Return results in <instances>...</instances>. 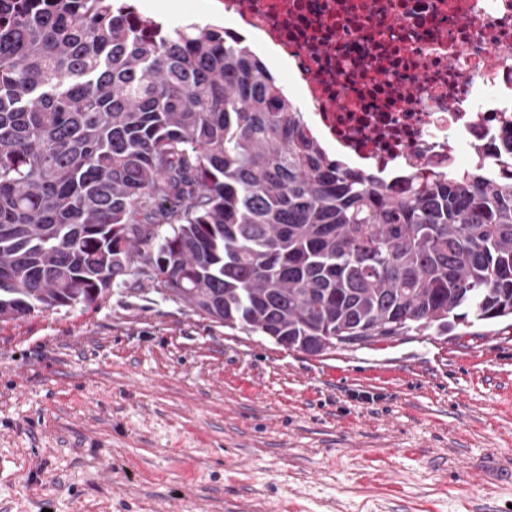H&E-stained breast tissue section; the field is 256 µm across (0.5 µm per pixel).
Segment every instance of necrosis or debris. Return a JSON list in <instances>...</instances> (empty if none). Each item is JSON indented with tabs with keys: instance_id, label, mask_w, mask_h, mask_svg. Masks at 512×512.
<instances>
[{
	"instance_id": "necrosis-or-debris-1",
	"label": "necrosis or debris",
	"mask_w": 512,
	"mask_h": 512,
	"mask_svg": "<svg viewBox=\"0 0 512 512\" xmlns=\"http://www.w3.org/2000/svg\"><path fill=\"white\" fill-rule=\"evenodd\" d=\"M222 2L233 34L288 56L308 127L360 169L488 166L512 134V0Z\"/></svg>"
}]
</instances>
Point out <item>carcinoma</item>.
Here are the masks:
<instances>
[{"label":"carcinoma","instance_id":"carcinoma-1","mask_svg":"<svg viewBox=\"0 0 512 512\" xmlns=\"http://www.w3.org/2000/svg\"><path fill=\"white\" fill-rule=\"evenodd\" d=\"M405 181L330 158L222 27L0 0L1 322L146 267L191 310L308 354L512 317V172Z\"/></svg>","mask_w":512,"mask_h":512}]
</instances>
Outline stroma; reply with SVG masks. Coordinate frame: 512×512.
Returning <instances> with one entry per match:
<instances>
[{"label":"stroma","instance_id":"stroma-1","mask_svg":"<svg viewBox=\"0 0 512 512\" xmlns=\"http://www.w3.org/2000/svg\"><path fill=\"white\" fill-rule=\"evenodd\" d=\"M0 512H512V319L313 356L124 276L0 322Z\"/></svg>","mask_w":512,"mask_h":512}]
</instances>
